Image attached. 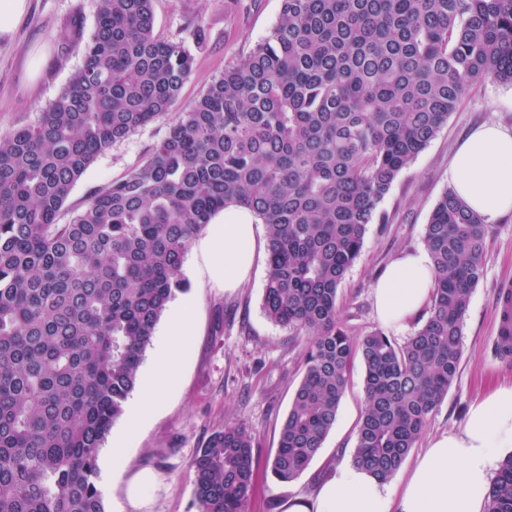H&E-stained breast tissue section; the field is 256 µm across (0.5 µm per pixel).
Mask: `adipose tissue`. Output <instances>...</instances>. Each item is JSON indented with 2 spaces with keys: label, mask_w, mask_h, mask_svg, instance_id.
<instances>
[{
  "label": "adipose tissue",
  "mask_w": 512,
  "mask_h": 512,
  "mask_svg": "<svg viewBox=\"0 0 512 512\" xmlns=\"http://www.w3.org/2000/svg\"><path fill=\"white\" fill-rule=\"evenodd\" d=\"M457 196L485 223L512 211V131L475 128L459 145L448 171ZM260 232L254 216L229 208L201 247L224 256V285L240 287L254 259ZM435 271L427 248L398 254L373 285L382 327L404 330L431 297ZM512 451V386L478 398L463 426L431 438L400 495L366 471L345 465L312 496L289 499L284 512H486L493 471Z\"/></svg>",
  "instance_id": "1"
}]
</instances>
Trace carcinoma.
I'll return each mask as SVG.
<instances>
[{"instance_id":"obj_1","label":"carcinoma","mask_w":512,"mask_h":512,"mask_svg":"<svg viewBox=\"0 0 512 512\" xmlns=\"http://www.w3.org/2000/svg\"><path fill=\"white\" fill-rule=\"evenodd\" d=\"M153 0H97L82 66L30 126L0 133V512H105L97 459L138 383L193 241L229 207L265 226L267 318L311 336L271 463L299 477L336 421L354 355L365 408L353 465L388 481L457 377L491 226L446 192L425 227L436 271L403 344L350 334L338 289L398 175L466 88L512 84V0H281L279 20L182 111L125 178L59 212L94 159L163 118L190 78ZM201 512H247L252 436L193 463ZM488 512H512V454Z\"/></svg>"}]
</instances>
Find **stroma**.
Returning <instances> with one entry per match:
<instances>
[{"mask_svg":"<svg viewBox=\"0 0 512 512\" xmlns=\"http://www.w3.org/2000/svg\"><path fill=\"white\" fill-rule=\"evenodd\" d=\"M26 10L12 33L0 38V130L35 124L41 110L56 98L81 66L84 42L95 30L96 0H26ZM281 0H154L157 34L183 42L194 58L193 72L175 109L203 93L226 65L249 50L277 23ZM82 26V42H66L73 23ZM204 30V44L194 33ZM494 122L512 130V85L484 79L470 86L437 137L395 180L378 206L381 224L370 225L363 250L338 291L341 321L355 334L379 328L372 286L401 251L421 247L429 216L450 190L448 169L461 141L476 126ZM160 119L114 143L91 163L74 184L58 221L69 223L88 198L138 167L167 134ZM484 276L473 290L463 318V354L459 373L399 470L389 479L400 489L428 438L463 425L469 406L485 391L512 383V360L497 349L498 285L512 282V212L501 216L487 239ZM222 256L190 246L183 274L190 301V327L175 337L179 383L171 390L136 388L151 405L147 422L129 430V414L112 425L127 432L122 449L129 474L153 472V488L140 508H132L125 481L107 466L113 451L105 440L98 454L97 485L105 512H200L194 493L192 462L211 434L227 423L253 438L256 480L248 512H284L288 499L311 494L338 466L352 462L365 403L364 368L354 364L336 422L320 453L294 481L282 483L271 472L279 429L305 370L310 338L274 324L262 299L267 279L265 239H258L252 271L239 288L224 285Z\"/></svg>","mask_w":512,"mask_h":512,"instance_id":"obj_1","label":"stroma"}]
</instances>
